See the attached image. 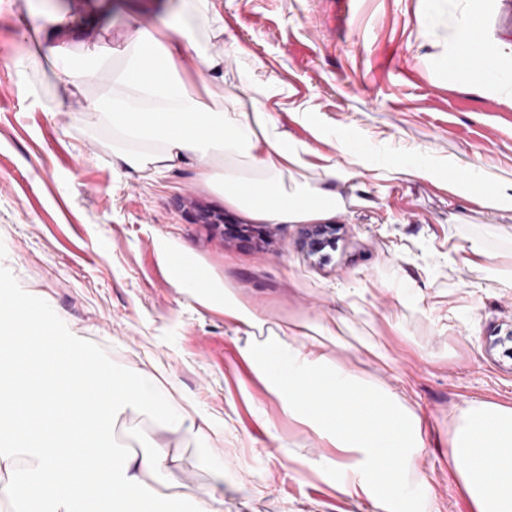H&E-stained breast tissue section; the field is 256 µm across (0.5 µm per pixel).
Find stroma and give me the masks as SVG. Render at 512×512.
<instances>
[{
  "instance_id": "1",
  "label": "stroma",
  "mask_w": 512,
  "mask_h": 512,
  "mask_svg": "<svg viewBox=\"0 0 512 512\" xmlns=\"http://www.w3.org/2000/svg\"><path fill=\"white\" fill-rule=\"evenodd\" d=\"M45 5L78 21L101 12L65 39L84 60L88 45L121 46L135 25L172 21L183 0H0V282L81 337L90 364L162 369L208 417L201 433L172 436L179 466L168 483L223 480L224 512H375L333 473L309 471L306 460L336 449L256 378L223 309L176 287L167 259L177 248L242 299L261 301L268 328L344 318L327 356L424 421L406 512H474L448 434L472 402L512 406V358L485 351L496 331L512 330V286L491 274L512 269V211L454 219L448 162L465 153L512 182V97L468 85L440 61L466 12L512 70V0H442L428 17L421 0H215L223 31L202 22L196 37L223 55L225 89L248 93L239 70L251 60L293 90L270 106L282 132L336 157L350 141L364 152L365 168L338 190L368 205L340 213L335 246L314 257L299 245V224L264 225L262 243L236 234L242 214L196 169L158 180L114 169L111 138L83 112L104 84L66 93L42 34L24 25ZM391 155L428 163L435 179L377 175ZM474 242L485 255L470 263L464 249ZM157 428L153 410L131 408L112 437L135 452Z\"/></svg>"
}]
</instances>
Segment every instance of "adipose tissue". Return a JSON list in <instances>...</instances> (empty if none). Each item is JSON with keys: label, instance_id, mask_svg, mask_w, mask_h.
<instances>
[{"label": "adipose tissue", "instance_id": "adipose-tissue-1", "mask_svg": "<svg viewBox=\"0 0 512 512\" xmlns=\"http://www.w3.org/2000/svg\"><path fill=\"white\" fill-rule=\"evenodd\" d=\"M211 0H185L181 31L156 26L137 30L122 51L124 64L112 67V50L90 46L97 64L78 66L61 47H51L54 77L80 91L110 70L107 92L84 105L92 122L112 137V156L124 169L164 177L182 165H195L227 206L253 224H329L362 198L343 199L336 186L357 177L353 165L287 137L267 107L290 97L275 76L258 77L251 66L242 75L249 98L226 91L224 57L199 50L196 21ZM483 42L472 16L457 27L453 51L444 65L466 82L512 94V73L501 66L472 70L462 54ZM199 66L187 73L186 52ZM448 192L463 206L512 210V182L496 183L474 161L456 158ZM298 168L318 169L315 185L288 186ZM177 288L205 307H220L242 336V358L288 413L331 439L355 458L337 468L333 459H312L311 468L339 470L344 493L370 494L376 512H397L407 498V476L425 445L422 420L400 398L378 389L322 352L342 332L333 321L292 322L265 331L259 302L240 300L220 288L198 267L174 266ZM0 303L20 308L21 317L0 320V335L21 333L37 378L18 377L13 360L0 355V502L11 512H163L168 497L160 477L175 455L153 440L139 452L115 445L111 426L130 406L162 409L173 432H201L202 417L174 406L171 389L152 375L131 377L107 364L88 367L78 337L65 335L35 312L27 299L0 291ZM453 468L475 512H512V407L475 402L463 409L448 437Z\"/></svg>", "mask_w": 512, "mask_h": 512}]
</instances>
